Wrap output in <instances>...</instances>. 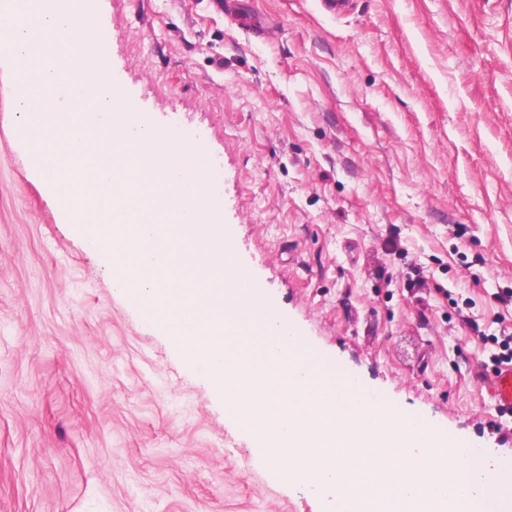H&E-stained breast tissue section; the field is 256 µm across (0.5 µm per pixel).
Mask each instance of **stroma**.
<instances>
[{"instance_id": "stroma-1", "label": "stroma", "mask_w": 512, "mask_h": 512, "mask_svg": "<svg viewBox=\"0 0 512 512\" xmlns=\"http://www.w3.org/2000/svg\"><path fill=\"white\" fill-rule=\"evenodd\" d=\"M162 132L221 166L237 269L390 408L512 459V0H81ZM0 66V512H334L224 412L34 174ZM494 341L501 346L502 351L494 353L491 361L497 368L502 364H510L499 367L490 380V392L492 398L503 415L512 416V336L511 333L503 334L501 341L495 337Z\"/></svg>"}]
</instances>
